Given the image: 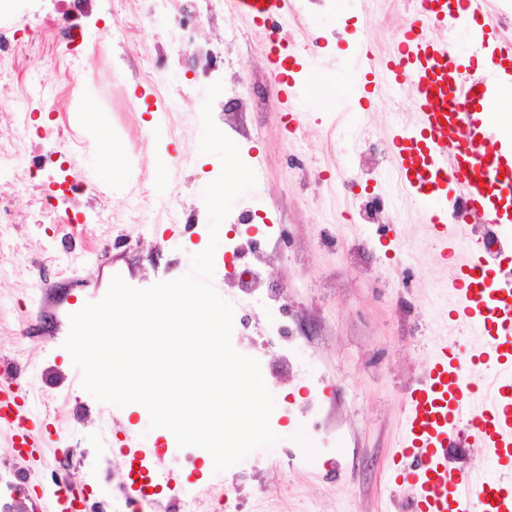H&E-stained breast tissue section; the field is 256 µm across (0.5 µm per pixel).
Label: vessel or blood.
I'll return each instance as SVG.
<instances>
[{"label":"vessel or blood","instance_id":"1","mask_svg":"<svg viewBox=\"0 0 512 512\" xmlns=\"http://www.w3.org/2000/svg\"><path fill=\"white\" fill-rule=\"evenodd\" d=\"M254 24L284 18L293 0H231ZM491 0H431L429 13L415 15L389 55L395 81L415 92L417 124L392 137L394 175L443 238L448 251L470 242L474 257L452 283L457 304L448 318L483 340L466 353L440 346L421 381L410 390L398 475L410 493L406 512H512V282L491 262L488 240H471L468 225H446L449 202L484 209L490 240L512 250V143L489 116L512 93V41L496 38ZM444 29L441 40L427 37ZM471 32L482 51L476 59L454 47L460 32ZM274 77L287 100L304 88L272 54ZM493 374L489 388L478 379ZM31 405L0 387V429L12 433L16 448H38L47 437L29 426ZM484 449L498 465L482 473L448 472V450L458 437Z\"/></svg>","mask_w":512,"mask_h":512}]
</instances>
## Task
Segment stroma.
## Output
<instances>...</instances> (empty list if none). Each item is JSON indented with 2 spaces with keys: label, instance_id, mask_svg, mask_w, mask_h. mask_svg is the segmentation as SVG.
I'll return each instance as SVG.
<instances>
[{
  "label": "stroma",
  "instance_id": "stroma-1",
  "mask_svg": "<svg viewBox=\"0 0 512 512\" xmlns=\"http://www.w3.org/2000/svg\"><path fill=\"white\" fill-rule=\"evenodd\" d=\"M146 0H86L77 22L87 45L78 66L65 41L36 42L21 59L18 76L36 92L32 125L69 124L80 140L78 177L104 187L97 198L72 195L77 211L102 212L101 224H37L26 199L17 223L0 226V357L20 358L21 392L35 396V429L50 423L56 402L68 400L70 419L25 464L20 477L29 512H57L49 488L58 450L74 451L70 481L87 491L83 457L112 444L98 466L96 492L109 512H124L122 492L131 457L122 446H143L158 470L177 479L175 497L220 493L246 503L252 512H400L402 498L391 481L394 454L405 427L406 394L423 377L439 337L468 349L474 338L465 325L449 321L455 303L451 283L471 260L465 250L447 255L433 225L425 223L409 197L393 208L365 213L362 197L336 190L337 175L364 182L358 168V139L389 144L396 125L413 121L414 105L396 86L400 112L382 95L365 96L356 113L339 115L334 79L348 73L360 51L382 65L412 17L410 0H364L362 8L337 0L335 9L300 15L290 29L296 40L322 35L326 41L307 61L315 78L306 84L290 122L277 94L267 54L250 24L223 10L195 32L198 44H220L242 59L249 81L241 91L246 108L214 113L216 125L239 147L256 175L260 198L254 216L256 249H244L235 265L215 267L219 296L235 313L252 316L250 328L233 337L240 353L258 357L274 398L298 394L309 381L332 384L320 411L321 430L281 420L275 445L259 448L225 471H215L208 451L194 466L167 429L150 425L145 407L121 408L96 400L69 384L75 370L64 348L65 314L101 300L116 273L145 289L186 275L192 257L210 241L203 190L221 172L216 156L201 153V108L209 81L203 66L186 77L193 94L180 111H162V96L150 85L134 86L121 72L101 82L93 76L100 54L112 43L115 24ZM79 89L77 110L65 115L43 108L44 99L67 84ZM118 145L122 162L107 169L103 156ZM302 160L289 165V157ZM332 222L318 224L320 212ZM198 223H189L190 213ZM112 248V270L102 272L97 255ZM258 271L262 284L246 294L238 274ZM56 283L54 300L41 301L42 282ZM287 321L303 343L295 359L279 352L257 356L266 324Z\"/></svg>",
  "mask_w": 512,
  "mask_h": 512
}]
</instances>
